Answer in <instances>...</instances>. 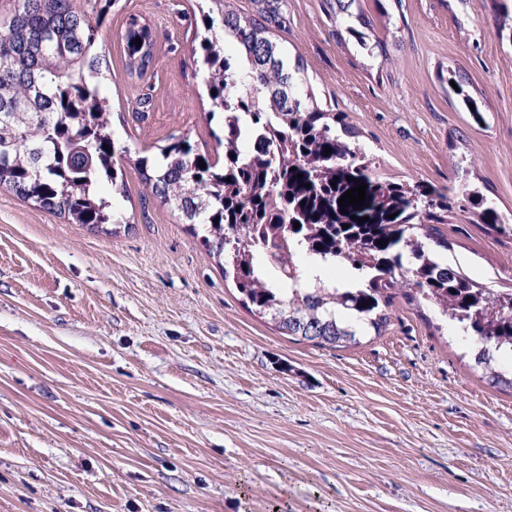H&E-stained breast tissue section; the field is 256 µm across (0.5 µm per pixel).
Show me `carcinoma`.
<instances>
[{
  "label": "carcinoma",
  "instance_id": "cac0c4a2",
  "mask_svg": "<svg viewBox=\"0 0 512 512\" xmlns=\"http://www.w3.org/2000/svg\"><path fill=\"white\" fill-rule=\"evenodd\" d=\"M111 6L15 0L0 19V189L72 224L127 223L98 193L99 183L118 178L95 49ZM493 11L498 37L512 42L508 5L495 2ZM202 25L199 71L213 110L223 114V156L172 136L160 159L140 157L135 167L153 196L201 227L203 246L244 305L288 336L336 348L357 343L365 330L382 335L397 297L425 301L477 342L475 365L487 381L512 391V377L491 364L493 354L512 352V285L495 290L425 244L448 248L439 225L473 199L482 229L512 236L496 202L476 190L450 195L380 174L345 113L302 93V65L289 66L264 22L239 13L233 0H208ZM125 38L129 67L147 68L151 31L133 19ZM360 182L365 205L340 212L339 198ZM302 259L347 265L355 278L327 288L306 276Z\"/></svg>",
  "mask_w": 512,
  "mask_h": 512
}]
</instances>
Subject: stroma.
Masks as SVG:
<instances>
[{
	"label": "stroma",
	"mask_w": 512,
	"mask_h": 512,
	"mask_svg": "<svg viewBox=\"0 0 512 512\" xmlns=\"http://www.w3.org/2000/svg\"><path fill=\"white\" fill-rule=\"evenodd\" d=\"M202 0H115L98 38L127 221L72 224L0 190V512H512V393L472 340L397 299L344 348L252 315L192 227L134 165L170 136L215 154L194 53ZM284 0L273 38L382 172L512 214V42L490 0ZM137 17L155 35L127 68ZM464 81L483 123L451 92ZM449 260L512 281V239L467 213ZM128 48L129 67L138 71L149 66L153 59L154 39L151 31L139 26L137 21L132 19L125 35ZM136 38H140L141 46L137 47Z\"/></svg>",
	"instance_id": "1"
}]
</instances>
